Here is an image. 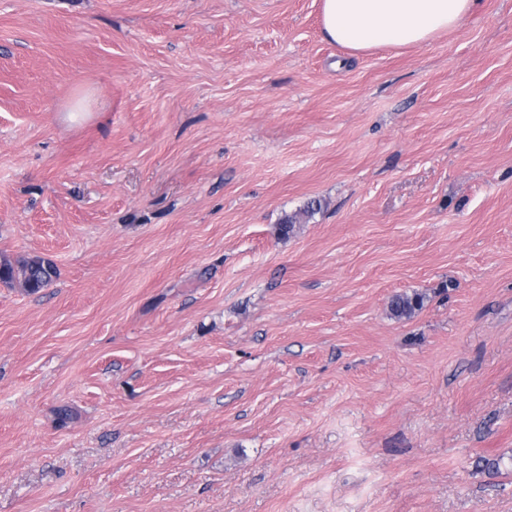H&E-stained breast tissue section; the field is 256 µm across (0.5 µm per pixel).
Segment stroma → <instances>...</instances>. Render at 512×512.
I'll list each match as a JSON object with an SVG mask.
<instances>
[{"mask_svg":"<svg viewBox=\"0 0 512 512\" xmlns=\"http://www.w3.org/2000/svg\"><path fill=\"white\" fill-rule=\"evenodd\" d=\"M0 254V512H512V0H0ZM476 0H323L326 38L353 54L422 46L457 27ZM57 277L56 266L48 259L33 256L11 259L0 257V283L19 285L30 293L48 287ZM422 305L423 298L418 294L397 295L391 301L390 311L396 318H407L419 310Z\"/></svg>","mask_w":512,"mask_h":512,"instance_id":"stroma-1","label":"stroma"}]
</instances>
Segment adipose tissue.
<instances>
[{"instance_id":"adipose-tissue-1","label":"adipose tissue","mask_w":512,"mask_h":512,"mask_svg":"<svg viewBox=\"0 0 512 512\" xmlns=\"http://www.w3.org/2000/svg\"><path fill=\"white\" fill-rule=\"evenodd\" d=\"M476 0H323L326 38L357 54L386 46H421L457 27Z\"/></svg>"}]
</instances>
